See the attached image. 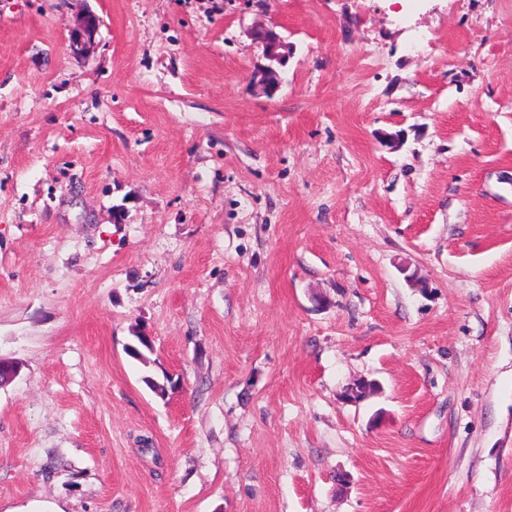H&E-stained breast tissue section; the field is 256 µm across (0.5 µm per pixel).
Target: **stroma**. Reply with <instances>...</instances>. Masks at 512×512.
Segmentation results:
<instances>
[{
    "instance_id": "obj_1",
    "label": "stroma",
    "mask_w": 512,
    "mask_h": 512,
    "mask_svg": "<svg viewBox=\"0 0 512 512\" xmlns=\"http://www.w3.org/2000/svg\"><path fill=\"white\" fill-rule=\"evenodd\" d=\"M0 356V512H512V0H0ZM272 31L274 30L262 26L254 31V33L257 32L256 39L261 44L263 55L269 61V64L257 70L252 77L255 84L262 86L270 95H273L279 88V79L274 64L283 66L291 48L282 36L271 34Z\"/></svg>"
}]
</instances>
